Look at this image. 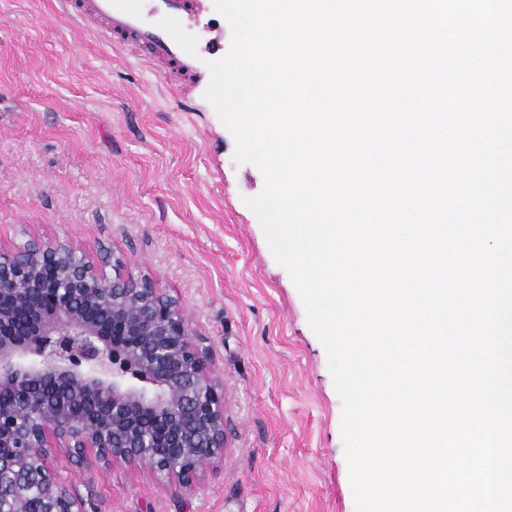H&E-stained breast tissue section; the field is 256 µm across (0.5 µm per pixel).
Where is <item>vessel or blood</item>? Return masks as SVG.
<instances>
[{
	"label": "vessel or blood",
	"instance_id": "1",
	"mask_svg": "<svg viewBox=\"0 0 512 512\" xmlns=\"http://www.w3.org/2000/svg\"><path fill=\"white\" fill-rule=\"evenodd\" d=\"M81 24L95 23L107 41L159 68L168 90L182 92L202 74L199 54L176 28L192 27L214 12L213 0H60Z\"/></svg>",
	"mask_w": 512,
	"mask_h": 512
}]
</instances>
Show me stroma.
<instances>
[{
  "label": "stroma",
  "instance_id": "stroma-1",
  "mask_svg": "<svg viewBox=\"0 0 512 512\" xmlns=\"http://www.w3.org/2000/svg\"><path fill=\"white\" fill-rule=\"evenodd\" d=\"M207 86L170 94L56 0H0V250L58 240L152 276L211 345L227 402L224 462L192 491L58 465L95 512H355L326 351Z\"/></svg>",
  "mask_w": 512,
  "mask_h": 512
}]
</instances>
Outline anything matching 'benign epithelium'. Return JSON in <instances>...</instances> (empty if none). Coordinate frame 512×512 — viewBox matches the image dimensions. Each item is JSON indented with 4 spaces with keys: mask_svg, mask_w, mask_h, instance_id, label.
<instances>
[{
    "mask_svg": "<svg viewBox=\"0 0 512 512\" xmlns=\"http://www.w3.org/2000/svg\"><path fill=\"white\" fill-rule=\"evenodd\" d=\"M60 241L0 252V512H88L55 465L190 490L227 448L224 390L179 302Z\"/></svg>",
    "mask_w": 512,
    "mask_h": 512,
    "instance_id": "1",
    "label": "benign epithelium"
}]
</instances>
